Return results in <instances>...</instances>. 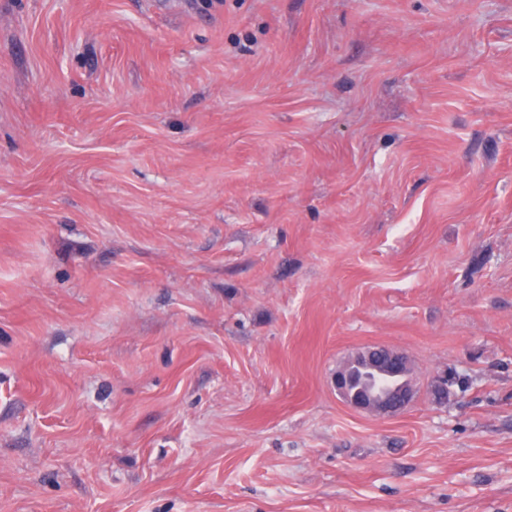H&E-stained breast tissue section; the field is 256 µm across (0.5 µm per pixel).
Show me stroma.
<instances>
[{
  "label": "stroma",
  "mask_w": 512,
  "mask_h": 512,
  "mask_svg": "<svg viewBox=\"0 0 512 512\" xmlns=\"http://www.w3.org/2000/svg\"><path fill=\"white\" fill-rule=\"evenodd\" d=\"M0 512H512V0H0ZM407 357L396 350L367 347L355 352L333 377L336 392L364 413L392 416L412 400L415 384Z\"/></svg>",
  "instance_id": "obj_1"
}]
</instances>
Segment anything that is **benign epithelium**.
Returning a JSON list of instances; mask_svg holds the SVG:
<instances>
[{"instance_id":"7a95c632","label":"benign epithelium","mask_w":512,"mask_h":512,"mask_svg":"<svg viewBox=\"0 0 512 512\" xmlns=\"http://www.w3.org/2000/svg\"><path fill=\"white\" fill-rule=\"evenodd\" d=\"M333 382L336 392L351 407L386 416L401 412L415 392L407 357L383 346L355 352L336 368Z\"/></svg>"}]
</instances>
